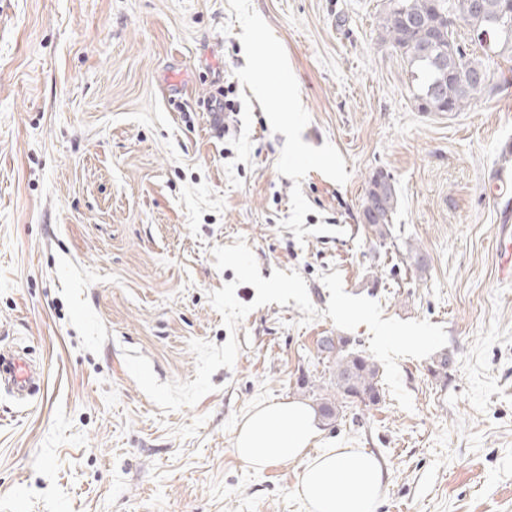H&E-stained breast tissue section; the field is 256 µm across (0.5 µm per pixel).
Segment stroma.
Here are the masks:
<instances>
[{
    "label": "stroma",
    "instance_id": "1",
    "mask_svg": "<svg viewBox=\"0 0 512 512\" xmlns=\"http://www.w3.org/2000/svg\"><path fill=\"white\" fill-rule=\"evenodd\" d=\"M385 0H0V348L43 366L39 399L0 394V512H309L301 462L257 470L234 448L261 404L332 395L321 275L429 320L448 342L403 358L412 410L388 387L347 405L310 449L380 459L376 512H512V284L497 277L512 170V71L462 112H422L406 63L378 36ZM261 26L276 56L250 45ZM233 88L215 133L208 100ZM398 195L391 234L363 219L368 183ZM244 239L262 278L297 271L320 318L252 304L229 334L208 295L234 282L213 247ZM425 271H417L412 250ZM236 337L232 368L194 406L162 411L159 382L191 381L190 340ZM317 386L305 393L301 379Z\"/></svg>",
    "mask_w": 512,
    "mask_h": 512
}]
</instances>
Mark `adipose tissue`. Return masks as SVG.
<instances>
[{
    "label": "adipose tissue",
    "instance_id": "obj_1",
    "mask_svg": "<svg viewBox=\"0 0 512 512\" xmlns=\"http://www.w3.org/2000/svg\"><path fill=\"white\" fill-rule=\"evenodd\" d=\"M317 436L309 406L293 400L268 403L257 406L242 422L235 453L257 469L304 461L298 493L311 512H374L384 492L380 460L357 448H330L306 460Z\"/></svg>",
    "mask_w": 512,
    "mask_h": 512
}]
</instances>
